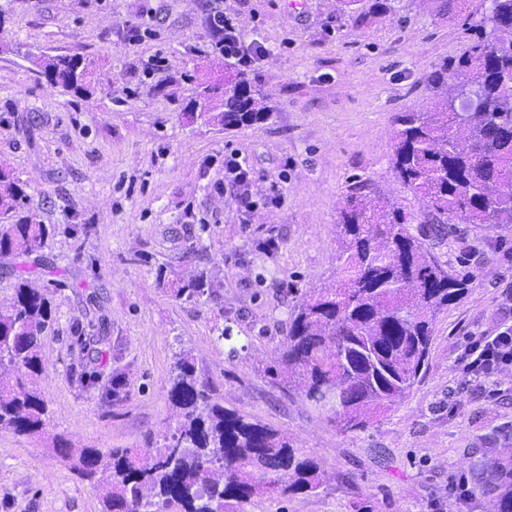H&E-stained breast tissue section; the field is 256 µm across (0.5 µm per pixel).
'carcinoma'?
<instances>
[{
	"label": "carcinoma",
	"mask_w": 512,
	"mask_h": 512,
	"mask_svg": "<svg viewBox=\"0 0 512 512\" xmlns=\"http://www.w3.org/2000/svg\"><path fill=\"white\" fill-rule=\"evenodd\" d=\"M398 0H342L363 25L397 14ZM468 42L426 77L442 90L446 74L456 94L394 118L391 165L397 179L425 201L438 224L512 227V0H490L478 24H466ZM47 81L86 90L88 73L77 55L48 60ZM259 106L248 73L240 70L224 91V128L271 119ZM26 184L0 168V260L41 250L54 224L30 222ZM337 285L299 292L273 379L330 414L342 432L366 429L379 410L402 400L425 371L436 313L458 301L470 275L448 273L398 206L352 187L341 212ZM175 296L209 294L206 276L181 283ZM45 294L18 282L11 310L0 312V427L34 436L46 426L47 403L38 389L40 351L53 325ZM169 401L177 423L157 448H114L98 470L100 451L85 449L72 469L103 489L102 512H249L269 483L277 497L314 493L323 485L320 460L298 453L277 431L224 407L196 377L193 359L176 356ZM472 475L495 512H512V457L479 460Z\"/></svg>",
	"instance_id": "obj_1"
}]
</instances>
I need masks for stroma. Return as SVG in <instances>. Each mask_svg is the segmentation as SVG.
Instances as JSON below:
<instances>
[{"label":"stroma","instance_id":"1","mask_svg":"<svg viewBox=\"0 0 512 512\" xmlns=\"http://www.w3.org/2000/svg\"><path fill=\"white\" fill-rule=\"evenodd\" d=\"M401 6L359 27L339 0H0V166L27 183L34 222L57 227L16 260L49 297L54 330L38 380L44 434L0 429V512H100V490L65 455L162 445L183 351L225 407L279 430L327 473L318 492L263 496L250 512H448L471 462L512 456V367L468 383L459 362L469 339L512 315V229L435 230L390 166L396 113L430 102L425 77L463 52L464 19L441 0ZM221 10L268 50L250 71L267 122L215 120L231 79L212 49ZM65 54L87 66L88 92L42 76ZM233 151L252 170L248 208L224 183ZM355 183L401 206L412 233L471 279L437 315L406 398L342 433L265 369L292 289L336 283L337 224ZM201 274L211 294L175 297Z\"/></svg>","mask_w":512,"mask_h":512}]
</instances>
